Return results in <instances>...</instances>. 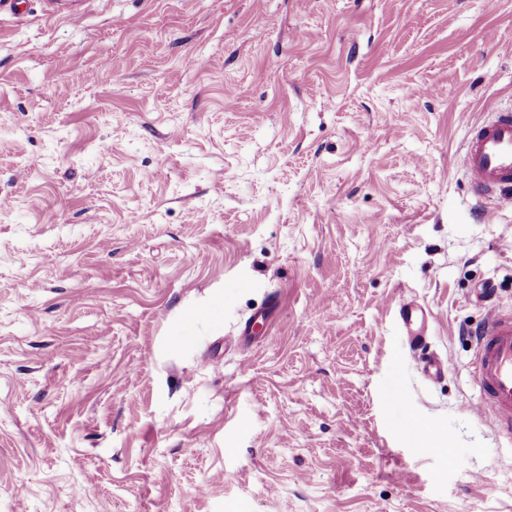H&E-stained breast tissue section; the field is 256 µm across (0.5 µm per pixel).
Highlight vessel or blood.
<instances>
[{
  "label": "vessel or blood",
  "instance_id": "b4317fda",
  "mask_svg": "<svg viewBox=\"0 0 512 512\" xmlns=\"http://www.w3.org/2000/svg\"><path fill=\"white\" fill-rule=\"evenodd\" d=\"M460 164L473 196L488 201L512 200V106L496 109L489 121L470 125ZM399 315L423 374L430 379L440 378L445 363L423 351V312L408 303L401 306ZM473 340V380L480 392L477 410L492 414L500 430L512 436V312L487 304Z\"/></svg>",
  "mask_w": 512,
  "mask_h": 512
}]
</instances>
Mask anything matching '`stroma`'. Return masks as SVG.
I'll return each mask as SVG.
<instances>
[{
	"instance_id": "35a3bbf8",
	"label": "stroma",
	"mask_w": 512,
	"mask_h": 512,
	"mask_svg": "<svg viewBox=\"0 0 512 512\" xmlns=\"http://www.w3.org/2000/svg\"><path fill=\"white\" fill-rule=\"evenodd\" d=\"M73 2L0 14V512H512V205L458 164L512 0ZM487 300L473 331L476 346L473 380L479 388L477 411L495 417L502 432L512 437V312ZM399 315L409 336V345L413 357L422 368L423 374L429 379L440 378L445 371V363L434 355L423 353L424 339L422 336V325L424 323V313L412 304H404L400 307Z\"/></svg>"
}]
</instances>
